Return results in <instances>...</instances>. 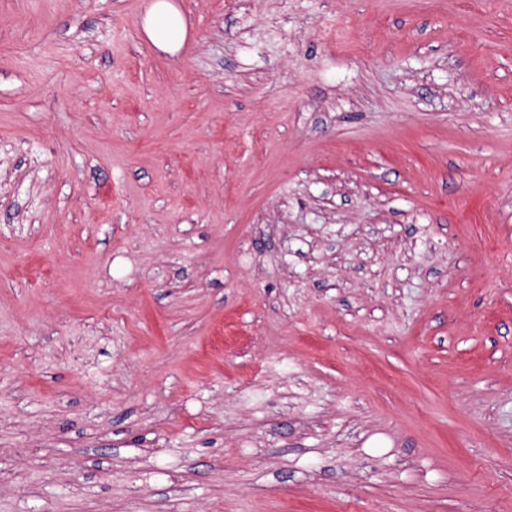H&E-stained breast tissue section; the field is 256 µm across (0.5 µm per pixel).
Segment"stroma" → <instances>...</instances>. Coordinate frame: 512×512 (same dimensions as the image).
<instances>
[{
	"label": "stroma",
	"instance_id": "35a3bbf8",
	"mask_svg": "<svg viewBox=\"0 0 512 512\" xmlns=\"http://www.w3.org/2000/svg\"><path fill=\"white\" fill-rule=\"evenodd\" d=\"M0 0V512H512V0ZM143 30L156 48L170 54L178 52L188 36L183 13L172 0H152L146 4Z\"/></svg>",
	"mask_w": 512,
	"mask_h": 512
}]
</instances>
